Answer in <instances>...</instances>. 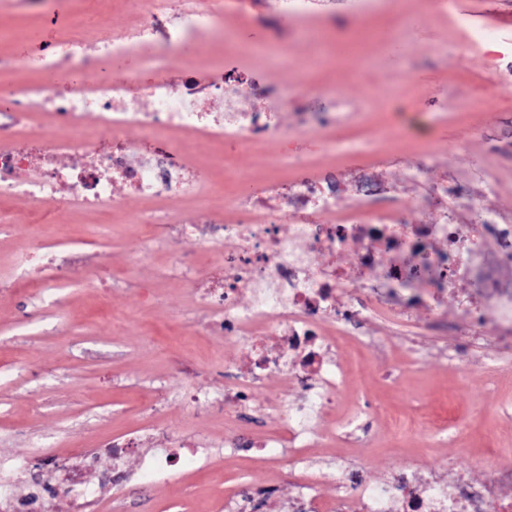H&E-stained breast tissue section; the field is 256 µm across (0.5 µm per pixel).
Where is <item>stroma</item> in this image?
I'll use <instances>...</instances> for the list:
<instances>
[{
  "label": "stroma",
  "instance_id": "35a3bbf8",
  "mask_svg": "<svg viewBox=\"0 0 512 512\" xmlns=\"http://www.w3.org/2000/svg\"><path fill=\"white\" fill-rule=\"evenodd\" d=\"M428 0H306L300 14L283 13L280 0H236L225 24L239 36L240 69L267 84L303 79L318 97L302 96L282 108L275 95L257 98L239 85L242 106L270 113L272 124L292 127L311 106L335 112L331 135L343 150L327 148L322 136L302 133L283 142L270 138L263 153H241L228 143L196 144L197 169L217 194L237 191L228 172L292 184L302 172L321 174L336 185L341 207L359 201L364 182L376 183L375 208L401 198L403 224H478L486 252L499 253L504 226L512 227V0H458L452 13L429 10ZM152 19L153 49L169 59V76L180 79L194 52L170 48L166 34L180 10ZM54 40L58 29L37 11L0 5V55L14 58V81L39 80L22 67L31 53L16 40L18 30ZM326 38L324 64L298 73L295 64L317 55L309 31ZM401 101L410 112L434 116L418 138L390 144L386 136L400 119ZM164 200L122 198L97 215L67 210L54 202L30 212L21 198L0 199V456L39 462L43 474L69 466L77 452L91 454L112 472L109 484L94 486L97 512H292L310 494L332 500L327 481L337 457L372 465L367 483L414 478L405 443L414 432L400 430V447L387 441V417H416L436 454L447 464L433 470L441 483L465 475L472 485L496 478L494 451L512 448V418L490 379L512 370V354L491 355L495 320L481 336L467 333L463 307L482 304L477 284L465 278L435 309L407 310V324L365 321L358 348L341 346L364 384L351 387L337 410L345 417L361 400L373 418L363 420L368 442L336 438L299 457L290 448L269 452L259 445L277 432L279 420L265 414L271 394L287 392L289 406L304 399L299 386L282 389L265 377L249 396L248 408L223 405L224 332L203 305L224 280V255L233 241L211 237V210L185 201L180 216L196 222L186 239L167 223ZM39 236L62 253L82 245L92 282L52 287L38 271H24L19 252ZM140 265L130 259L141 251ZM177 254L195 271L186 281ZM314 265L343 266L356 283L342 303L381 287L384 266L363 267L347 254L313 256ZM239 416L249 443L229 450L224 422ZM121 442L127 458L113 468L103 447ZM188 445L190 456L162 480L144 477L143 455L169 442Z\"/></svg>",
  "mask_w": 512,
  "mask_h": 512
}]
</instances>
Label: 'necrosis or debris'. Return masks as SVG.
<instances>
[{
    "label": "necrosis or debris",
    "mask_w": 512,
    "mask_h": 512,
    "mask_svg": "<svg viewBox=\"0 0 512 512\" xmlns=\"http://www.w3.org/2000/svg\"><path fill=\"white\" fill-rule=\"evenodd\" d=\"M141 23L136 34L113 30L103 16L73 14L61 24L56 41L40 46L26 65L40 71V81L15 84L8 75L10 59L0 58V198L26 197L32 206L50 200L90 211L108 210L126 194L141 200H179L200 197L207 182L189 176L185 150L168 145L161 133L171 129L187 140H225L253 149L268 129L261 112L238 107L224 85L241 73L232 41L224 34L222 0H200L198 8L182 13L171 36L181 46L207 29L224 42L220 81L189 72L181 81L169 78L163 57L144 55L149 17L171 9L173 0H130ZM140 58L153 78L141 82L130 74L116 84L106 75L95 82L64 83L56 74L78 72L94 62ZM137 93H130V85ZM39 123L42 135L25 141L22 125ZM74 163H65V156ZM230 219L225 237L235 239L234 253L224 257V290L207 299L224 316V335L241 348L247 370L230 387L229 399L243 405L266 374L281 380L315 381L317 388L307 406L289 409L281 396L266 407L279 414L278 434L268 437L267 448H317L315 423L335 407L354 372L329 352L348 336L346 324L336 319V295L353 288L342 267L313 269L308 259L317 251L349 252L364 264L375 265L385 254L402 259L386 271L395 297L425 306L427 296L455 293L463 268L487 265L497 270L505 260H486L479 244L458 224H416L411 234L395 235L400 210L375 211L365 202L338 211L333 187L322 176L305 174L287 189L276 181H245L241 194L224 199ZM291 233L282 236L281 224ZM251 293V307L241 308L242 293ZM274 336L276 348L265 340ZM20 463L0 458V512H38V493L11 490ZM348 481L352 497L344 503L322 504V512H512L494 485H468L458 479L445 486L418 490L403 480L362 484Z\"/></svg>",
    "instance_id": "necrosis-or-debris-1"
}]
</instances>
